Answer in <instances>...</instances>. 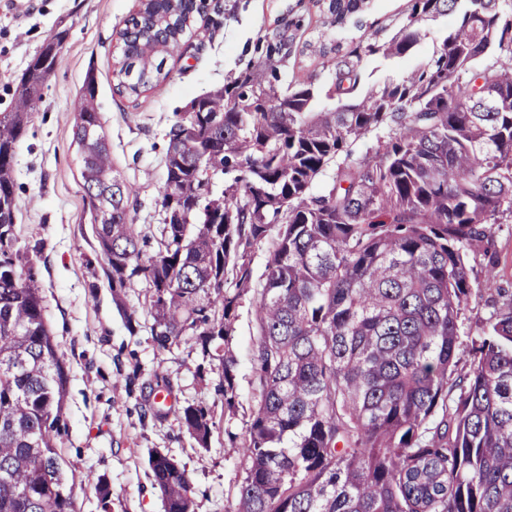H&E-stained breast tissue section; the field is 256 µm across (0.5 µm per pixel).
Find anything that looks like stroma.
Wrapping results in <instances>:
<instances>
[{"label": "stroma", "instance_id": "35a3bbf8", "mask_svg": "<svg viewBox=\"0 0 512 512\" xmlns=\"http://www.w3.org/2000/svg\"><path fill=\"white\" fill-rule=\"evenodd\" d=\"M24 19L0 6V113L11 111L30 63L58 32L66 37L61 60L47 78L15 158L16 229L22 248H38L35 271L42 284L51 334L67 374L65 429L58 446L64 467L75 472L76 512H163L148 465L160 451L184 466L192 483L194 512H234L242 459L233 436L243 434L257 403L252 345L254 308L270 244L251 252L252 289L235 311L229 348L237 359L235 407L224 406V375L200 345L179 339L161 348L152 336V291L140 286L115 300L84 202L81 154L73 141L70 104L87 76L97 82L102 130L112 162L137 190L134 220L154 251L161 220L157 190L165 178L166 134L196 96L223 87L263 56L266 39L299 21L282 82L333 74L321 65L317 31L325 27L322 0H208L195 16L178 55L167 58V78L137 95L118 92L119 32L141 0H27ZM409 0H365L359 21L330 27L347 47L363 35L388 38ZM442 17L427 25L413 55L374 59L364 67L372 84L399 79L425 62ZM205 402L213 426L200 445L179 420L183 407ZM110 490L101 506L97 483Z\"/></svg>", "mask_w": 512, "mask_h": 512}]
</instances>
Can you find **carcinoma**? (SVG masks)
Returning <instances> with one entry per match:
<instances>
[{"mask_svg":"<svg viewBox=\"0 0 512 512\" xmlns=\"http://www.w3.org/2000/svg\"><path fill=\"white\" fill-rule=\"evenodd\" d=\"M361 2L328 0L331 23ZM409 2L389 39L370 33L343 53L323 51L335 70L326 88L295 81L279 91L293 37L278 32L251 72L197 97L198 111L166 134L150 255L131 214L136 191L112 166L93 76L73 102L112 293L147 282L158 346L188 338L207 352L229 341L251 289L250 252L272 241L236 512H512V287L477 288L468 269L480 248L495 267L493 230L512 222V0ZM205 8L143 4L120 40L118 91L164 80L165 56ZM448 15L425 64L362 82L364 61L406 55L427 22ZM62 41L28 64L0 116V512H74L76 476L57 446L66 374L15 224L16 150ZM321 97L335 106L317 108ZM220 174L230 180L218 192ZM486 293L493 310L464 345V311ZM220 364L231 410L236 360L227 352ZM180 420L207 446L205 403ZM149 467L164 512H194L187 471L159 452Z\"/></svg>","mask_w":512,"mask_h":512,"instance_id":"1","label":"carcinoma"}]
</instances>
